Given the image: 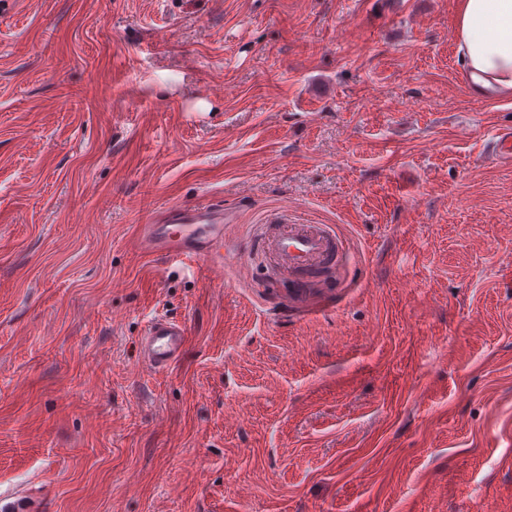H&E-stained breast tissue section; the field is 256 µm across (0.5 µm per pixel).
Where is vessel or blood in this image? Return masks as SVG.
Masks as SVG:
<instances>
[{"label":"vessel or blood","mask_w":512,"mask_h":512,"mask_svg":"<svg viewBox=\"0 0 512 512\" xmlns=\"http://www.w3.org/2000/svg\"><path fill=\"white\" fill-rule=\"evenodd\" d=\"M489 154L496 163L512 165V133L492 137ZM228 220L216 204L173 205L154 223L140 228L133 244L141 252L163 253L174 259H208L224 248ZM266 249L276 257L281 271L311 269L334 259L338 252L335 232L325 224L287 222L276 236L267 238ZM189 340L184 322L158 316L148 323L136 343L139 364L165 372L180 360Z\"/></svg>","instance_id":"b4317fda"}]
</instances>
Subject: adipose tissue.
<instances>
[{"label": "adipose tissue", "mask_w": 512, "mask_h": 512, "mask_svg": "<svg viewBox=\"0 0 512 512\" xmlns=\"http://www.w3.org/2000/svg\"><path fill=\"white\" fill-rule=\"evenodd\" d=\"M456 45L471 89L512 98V0H457Z\"/></svg>", "instance_id": "ef3b65f1"}]
</instances>
